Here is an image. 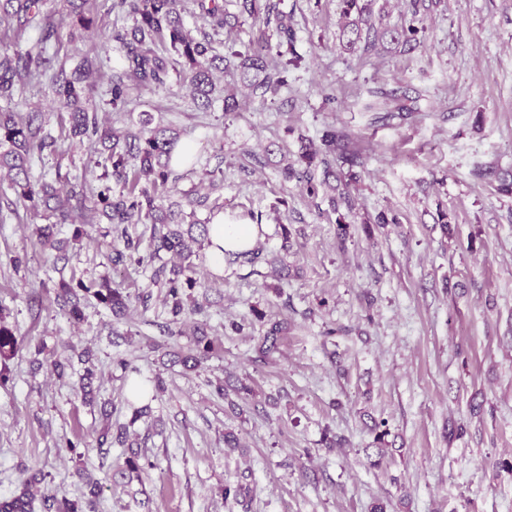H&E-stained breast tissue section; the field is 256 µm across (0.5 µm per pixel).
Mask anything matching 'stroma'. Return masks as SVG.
<instances>
[{"label": "stroma", "mask_w": 512, "mask_h": 512, "mask_svg": "<svg viewBox=\"0 0 512 512\" xmlns=\"http://www.w3.org/2000/svg\"><path fill=\"white\" fill-rule=\"evenodd\" d=\"M364 2L378 29L420 15L416 48L386 40L345 51L340 0H280L303 60L286 73L287 91L234 112L219 101L200 111L175 85L133 92L113 111L104 95L120 66L111 35L132 21L112 0H98L93 37L62 43L63 58L105 57L93 100L106 121L122 130L147 111L176 129L202 154L180 189L220 169L225 214L260 216L259 246L291 274L225 268L203 318L218 351L190 371L169 355L188 354L192 325L169 334L148 271L113 268L99 227L58 272L30 213L0 211V320L23 341L0 367V498L33 476L36 497L77 499L88 475L103 486L96 512H371L379 502L387 512H512V194L501 190L512 182V0ZM380 86L407 88L418 112L364 111ZM13 107L41 112L55 138L33 176L63 184L93 168L94 145L71 136L47 82ZM329 128L345 136L334 168L350 202L336 208L284 180L279 165ZM382 212L392 222L379 227ZM340 222L350 227L343 243ZM282 223L290 239L278 235ZM110 272L129 292L151 291L147 307L118 320L94 302L70 322L54 302L60 278ZM258 311L288 323L266 361L250 326ZM87 347L103 382L90 405L75 392L83 364L72 360L62 381L51 370ZM228 372L255 393L239 418L212 388ZM158 376L163 390L138 399L149 416L133 420L134 388ZM105 401L113 426L145 441L153 467L141 481L121 475L128 448L96 444ZM381 419L389 445L380 458L369 428ZM228 428L240 448L225 447ZM334 437L344 447H329ZM228 483L249 487L245 503H225Z\"/></svg>", "instance_id": "stroma-1"}]
</instances>
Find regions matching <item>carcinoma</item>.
I'll return each mask as SVG.
<instances>
[{"mask_svg": "<svg viewBox=\"0 0 512 512\" xmlns=\"http://www.w3.org/2000/svg\"><path fill=\"white\" fill-rule=\"evenodd\" d=\"M70 6L68 38L83 40L95 34L94 0H65ZM193 4L199 11L202 27L189 31L183 26L182 14L187 5ZM342 13L347 18L342 27L345 50H351L366 35L367 44L372 45L379 36H387L396 44H407L417 40L420 28L411 24L394 30L362 31L352 15L362 16L365 7L360 0H341ZM43 0H0V31L12 33L14 43H19L26 33L35 30L38 37L35 45L25 53L0 46V101L10 104L27 84L43 77L48 78L54 101L67 112L69 131L72 137L88 139L100 146L97 167L101 173L96 195L86 192L87 178L78 175L67 181V188L44 177L34 178L32 166L35 159L54 143V137L39 113L22 114L10 108H0V177L6 176L15 200H6L7 206L14 203L28 204L35 215H40L48 224L37 228L41 245L56 252L55 259L65 258L71 241L78 240L87 224H108L102 233L109 239L112 249V264L117 266L133 254L138 255V264L152 270L151 281L165 288V304L169 322L183 325L191 316L200 314L204 307L195 290L209 288L211 284L193 276L195 260L204 257L203 250L209 247L210 220L196 217V208L206 204L207 197L197 196L193 191L177 189L180 176L174 166H194L201 155L176 151L178 137L170 128L153 124L154 118L144 112L136 128L118 131L103 123L99 112L86 106L92 88L90 80L98 73L103 60L82 56L71 68L58 62V45L62 41L60 26L49 20L43 10ZM239 14L231 17L224 8V0H112V9L132 19L129 29L112 33V41L121 53L122 71L113 75L107 90L108 104L112 110L121 111L131 92L146 88H160L172 80L186 83L192 88L193 102L205 110L217 100L216 77L232 72L239 78L240 87L248 95L261 97L278 94L287 86L284 73L288 66H296L301 55L296 51V31L286 16L277 8L274 0H241ZM265 16L266 24H274L277 44L270 41L250 43L241 49L229 47L227 53L216 51L222 43L220 36L230 23H242L249 16ZM169 43V49L158 50L157 44ZM376 101L367 105L374 112H416V100L407 92L397 89L379 88L373 91ZM341 136L334 129L324 131L320 143L311 144L301 154L300 166L287 164L282 169L286 181L295 180L303 185L311 198L319 191H330L329 203L333 207L350 204V199L341 194L334 196L336 179L329 157L336 153ZM138 217L149 230V250H141L142 237H132L127 225ZM59 224L75 226L73 239L57 237L54 228ZM167 253L178 259L170 265L162 261ZM241 265L254 266L260 262L279 273L282 260L277 255H268L258 248L238 253H226ZM112 311L113 316L127 314L135 303H146L147 292L131 295L114 286V281L103 276L97 281L75 284L60 279L57 303L60 309L74 322L84 320V308L89 297ZM286 326L273 322L260 337L259 354L268 358L278 352L281 334ZM19 350V341L14 331L0 323V360L13 358ZM214 342L198 330L196 351L182 358L184 366L196 369L214 352ZM88 492L84 500L73 501L66 496H53L44 500V512H96L102 492L96 481L86 480ZM249 490L238 484L224 485V502L241 503ZM34 495L29 488L19 494L0 499V512H33Z\"/></svg>", "mask_w": 512, "mask_h": 512, "instance_id": "carcinoma-1", "label": "carcinoma"}]
</instances>
